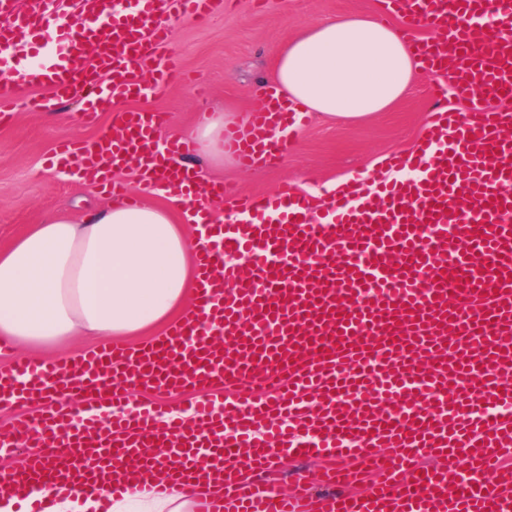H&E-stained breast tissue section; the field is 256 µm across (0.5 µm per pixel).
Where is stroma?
Here are the masks:
<instances>
[{"mask_svg": "<svg viewBox=\"0 0 512 512\" xmlns=\"http://www.w3.org/2000/svg\"><path fill=\"white\" fill-rule=\"evenodd\" d=\"M373 0H228L203 27L182 19L172 27V77L165 94L128 101L134 110L159 111L167 121L161 142H194L193 132L205 114L223 108L245 119L256 107L261 88L270 81L277 47L331 15H370ZM433 82L422 75L390 109L356 123L333 122L308 113L290 131L287 152L279 166H240L224 157L223 168L211 167L202 150L185 162L207 180L235 186L240 193L271 194L288 182L310 193L353 173L373 174L392 153H410L424 134L433 107ZM31 92L16 96L12 122L0 124V246L38 220L54 215L80 219L90 208L107 203L99 189L66 177L48 158L61 139L95 138L112 123L102 113L97 125L80 120L81 106L71 101L48 112L27 107Z\"/></svg>", "mask_w": 512, "mask_h": 512, "instance_id": "1", "label": "stroma"}]
</instances>
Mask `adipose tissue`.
Masks as SVG:
<instances>
[{
  "label": "adipose tissue",
  "mask_w": 512,
  "mask_h": 512,
  "mask_svg": "<svg viewBox=\"0 0 512 512\" xmlns=\"http://www.w3.org/2000/svg\"><path fill=\"white\" fill-rule=\"evenodd\" d=\"M420 70L399 29L331 16L279 47L273 79L297 111L359 122L397 102ZM195 253L186 227L147 203L29 225L0 248V342L37 353L73 336L146 335L190 308ZM197 498L191 486H136L113 496L112 512H194Z\"/></svg>",
  "instance_id": "ef3b65f1"
}]
</instances>
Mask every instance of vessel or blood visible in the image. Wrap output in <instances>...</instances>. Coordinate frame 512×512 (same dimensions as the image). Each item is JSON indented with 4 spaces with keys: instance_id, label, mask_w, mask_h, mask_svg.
<instances>
[{
    "instance_id": "vessel-or-blood-1",
    "label": "vessel or blood",
    "mask_w": 512,
    "mask_h": 512,
    "mask_svg": "<svg viewBox=\"0 0 512 512\" xmlns=\"http://www.w3.org/2000/svg\"><path fill=\"white\" fill-rule=\"evenodd\" d=\"M61 2L0 0V121L18 91L41 87L52 96L32 110L75 99L88 123L112 111L113 128L59 143L53 164L123 199L112 174L162 121L126 102L165 89L172 21L206 24L225 0ZM375 3L409 39L432 28L418 53L466 113L438 108L387 175L350 177L318 211L289 184L240 196L171 168L190 150L172 142L144 188L221 199L228 216L196 227L195 308L141 347L0 366V400L46 409L0 424V450L23 456L1 493L51 512L44 491L63 477L104 494L106 474L174 457L171 480L223 475L240 512H512V122L489 107L512 98V0ZM445 42L453 56L432 53ZM298 119L267 98L224 144L243 165L277 164L273 131ZM132 383L155 402L130 407ZM276 456L325 459L316 480L334 494L282 493ZM256 470L268 477L255 491ZM370 473L373 492L355 493Z\"/></svg>"
}]
</instances>
